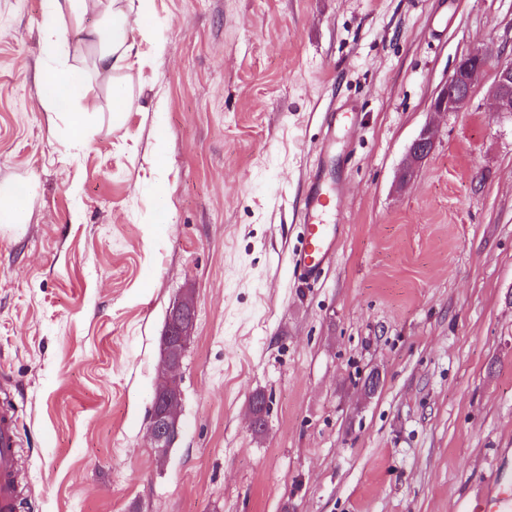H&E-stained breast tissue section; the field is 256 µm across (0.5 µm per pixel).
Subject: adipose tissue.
I'll return each mask as SVG.
<instances>
[{"label": "adipose tissue", "mask_w": 512, "mask_h": 512, "mask_svg": "<svg viewBox=\"0 0 512 512\" xmlns=\"http://www.w3.org/2000/svg\"><path fill=\"white\" fill-rule=\"evenodd\" d=\"M52 4L43 26L44 41L52 48L61 40L66 19L79 21L89 8L97 9L101 21L86 28L85 40L93 50L95 75L112 86V112L121 114L127 105L122 74L137 53L132 33L147 32L150 0H52ZM39 99L45 112L70 111L73 138L83 140L85 117L94 105L85 99V73L81 68L64 59L46 69L40 82Z\"/></svg>", "instance_id": "1"}]
</instances>
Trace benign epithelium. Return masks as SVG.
<instances>
[{
  "instance_id": "obj_1",
  "label": "benign epithelium",
  "mask_w": 512,
  "mask_h": 512,
  "mask_svg": "<svg viewBox=\"0 0 512 512\" xmlns=\"http://www.w3.org/2000/svg\"><path fill=\"white\" fill-rule=\"evenodd\" d=\"M489 66L487 55L480 49L464 54L455 64L454 72L432 102L435 112H459L469 103L476 85ZM493 111L512 116V62L497 66L495 80L490 89ZM433 129L425 127L408 149L403 178L414 173L416 166L433 151ZM194 300L185 295L171 308L173 321L162 337L158 364V383L150 411L149 436L152 447H173L181 431V380L178 371L186 348L194 338L195 322L188 317Z\"/></svg>"
}]
</instances>
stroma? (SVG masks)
Here are the masks:
<instances>
[{
	"label": "stroma",
	"instance_id": "obj_1",
	"mask_svg": "<svg viewBox=\"0 0 512 512\" xmlns=\"http://www.w3.org/2000/svg\"><path fill=\"white\" fill-rule=\"evenodd\" d=\"M49 7L0 0V190L29 214L0 224L20 512H458L512 448V117L490 97L512 0H152L117 120L88 12L62 35L98 105L79 148L39 101ZM474 48L491 68L469 105L432 111ZM345 100L355 124L324 153ZM316 175L343 186L325 217L343 230L310 281L294 258ZM188 291L161 456L149 409ZM434 145L435 135L433 129L430 126H427L414 139L408 149V162L402 175L404 179L410 178L413 175L416 166L431 154ZM195 306L189 292L171 308L173 321L162 337L158 383L150 411L149 436L153 448H172L181 431V380L177 372L194 338L195 322L188 312Z\"/></svg>",
	"mask_w": 512,
	"mask_h": 512
}]
</instances>
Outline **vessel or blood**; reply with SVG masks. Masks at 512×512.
I'll return each instance as SVG.
<instances>
[{
  "mask_svg": "<svg viewBox=\"0 0 512 512\" xmlns=\"http://www.w3.org/2000/svg\"><path fill=\"white\" fill-rule=\"evenodd\" d=\"M327 195L319 183H312L305 200V241L297 262L307 277H317L322 261L332 252L333 238L325 223ZM19 415L15 406L0 403V512H18L19 486ZM464 512H512V473L499 471L492 491L467 501Z\"/></svg>",
  "mask_w": 512,
  "mask_h": 512,
  "instance_id": "1",
  "label": "vessel or blood"
}]
</instances>
